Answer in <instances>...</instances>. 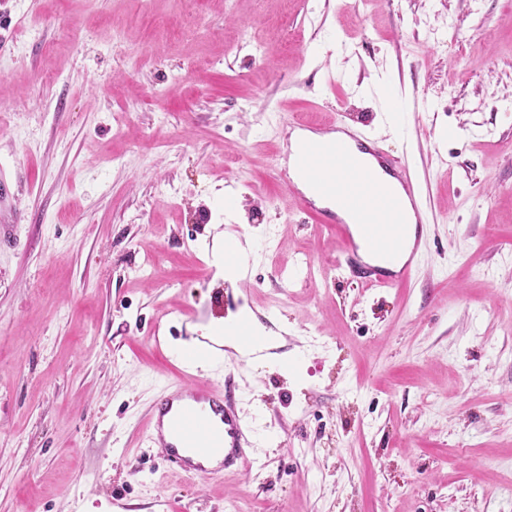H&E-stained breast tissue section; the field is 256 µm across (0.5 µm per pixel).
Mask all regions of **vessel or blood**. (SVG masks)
<instances>
[{"mask_svg": "<svg viewBox=\"0 0 512 512\" xmlns=\"http://www.w3.org/2000/svg\"><path fill=\"white\" fill-rule=\"evenodd\" d=\"M329 138L320 142L296 141L288 152L283 170L285 183L303 185L298 196L302 211L317 224L336 231L343 243L342 265L356 270L361 282L375 288H398L414 276L422 248L421 236L406 234L407 223L422 226L426 200L409 164L401 158L376 153L378 164L392 176L397 186L387 190L364 169L354 171L352 181L339 178L344 152L336 136L341 128L330 125ZM340 200L344 208L368 219L382 215L389 222L384 236L372 239L371 248L386 259V266L364 263L360 245L350 224L328 206H317L313 195ZM146 429L163 452L166 462L197 476L236 473L248 461V440L241 416L221 387L195 385L167 386L154 403Z\"/></svg>", "mask_w": 512, "mask_h": 512, "instance_id": "obj_1", "label": "vessel or blood"}]
</instances>
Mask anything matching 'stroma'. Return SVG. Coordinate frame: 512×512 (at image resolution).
Listing matches in <instances>:
<instances>
[{
    "mask_svg": "<svg viewBox=\"0 0 512 512\" xmlns=\"http://www.w3.org/2000/svg\"><path fill=\"white\" fill-rule=\"evenodd\" d=\"M0 40V512H512V0H0ZM331 118L431 201L406 286L285 202ZM245 236L295 362L177 373ZM227 380L254 465L167 467L154 400ZM214 257L223 272L224 280L235 285L240 279L241 265L244 259L239 241L235 238H225Z\"/></svg>",
    "mask_w": 512,
    "mask_h": 512,
    "instance_id": "1",
    "label": "stroma"
}]
</instances>
